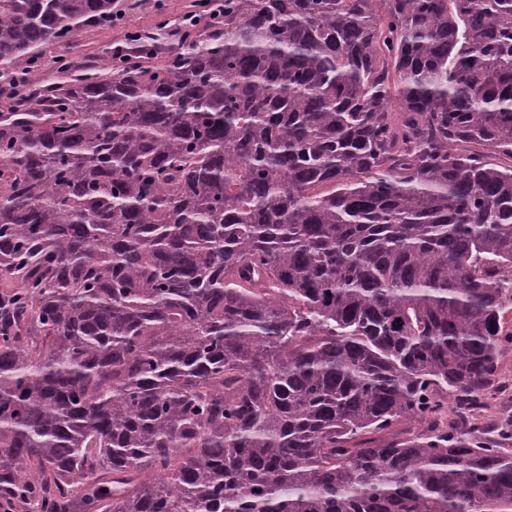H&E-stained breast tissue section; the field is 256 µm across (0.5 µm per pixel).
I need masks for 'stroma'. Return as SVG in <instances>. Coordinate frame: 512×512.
Instances as JSON below:
<instances>
[{
    "instance_id": "obj_1",
    "label": "stroma",
    "mask_w": 512,
    "mask_h": 512,
    "mask_svg": "<svg viewBox=\"0 0 512 512\" xmlns=\"http://www.w3.org/2000/svg\"><path fill=\"white\" fill-rule=\"evenodd\" d=\"M119 21L110 26H89L75 37L45 45L36 57L35 69L51 78L70 80L91 67L111 63L130 45L129 33L153 38L159 47L175 49L184 40V18L193 10V0H116ZM503 387L493 406L477 409L459 419L461 432L493 431L512 418V344L505 347L498 363Z\"/></svg>"
}]
</instances>
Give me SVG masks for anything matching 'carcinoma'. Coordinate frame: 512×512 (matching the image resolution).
Segmentation results:
<instances>
[{"mask_svg": "<svg viewBox=\"0 0 512 512\" xmlns=\"http://www.w3.org/2000/svg\"><path fill=\"white\" fill-rule=\"evenodd\" d=\"M115 0H0V76ZM0 512H512V0H224L0 113ZM498 377L503 381V387L497 395L493 406L486 409H476L458 419L461 432L469 433L474 428L484 432H492L496 425L512 416V344L504 348L498 363Z\"/></svg>", "mask_w": 512, "mask_h": 512, "instance_id": "1", "label": "carcinoma"}]
</instances>
